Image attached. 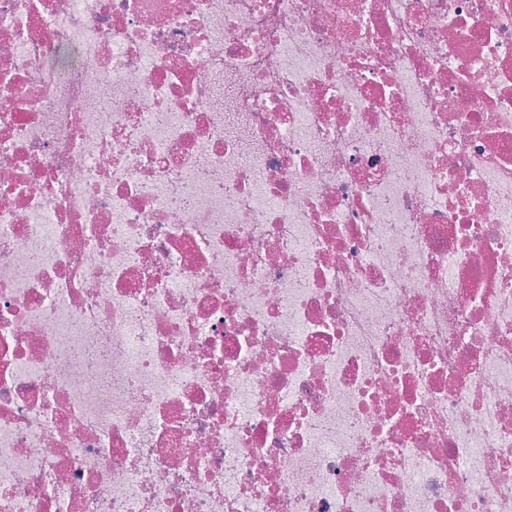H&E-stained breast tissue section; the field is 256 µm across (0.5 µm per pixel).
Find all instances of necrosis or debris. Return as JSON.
I'll return each instance as SVG.
<instances>
[{
  "mask_svg": "<svg viewBox=\"0 0 512 512\" xmlns=\"http://www.w3.org/2000/svg\"><path fill=\"white\" fill-rule=\"evenodd\" d=\"M0 512H512V0H0Z\"/></svg>",
  "mask_w": 512,
  "mask_h": 512,
  "instance_id": "4bbe7bcc",
  "label": "necrosis or debris"
}]
</instances>
